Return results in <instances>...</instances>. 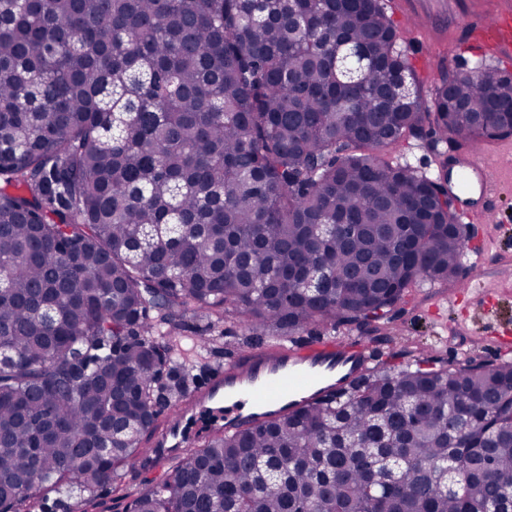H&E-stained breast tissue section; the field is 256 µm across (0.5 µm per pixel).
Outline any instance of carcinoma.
I'll return each instance as SVG.
<instances>
[{
  "mask_svg": "<svg viewBox=\"0 0 512 512\" xmlns=\"http://www.w3.org/2000/svg\"><path fill=\"white\" fill-rule=\"evenodd\" d=\"M425 98L383 0H0V512L112 483L159 426L176 318L393 341L466 244L448 158L512 136V74ZM379 360L220 432L130 512H512V360ZM391 157L397 162H407L418 171L433 173L435 170L434 156L416 138L400 142L391 151Z\"/></svg>",
  "mask_w": 512,
  "mask_h": 512,
  "instance_id": "1",
  "label": "carcinoma"
}]
</instances>
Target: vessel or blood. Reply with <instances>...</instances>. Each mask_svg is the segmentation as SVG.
Listing matches in <instances>:
<instances>
[{"instance_id": "vessel-or-blood-1", "label": "vessel or blood", "mask_w": 512, "mask_h": 512, "mask_svg": "<svg viewBox=\"0 0 512 512\" xmlns=\"http://www.w3.org/2000/svg\"><path fill=\"white\" fill-rule=\"evenodd\" d=\"M394 8L400 17L424 18L422 33L430 38L445 35L447 19L464 20L466 31L475 34L472 55L512 56V0H501L490 11L479 8L477 0H394ZM497 165L483 150L456 156L448 164V191L471 223L486 224L497 215L504 183L495 173ZM370 365L361 344L325 336L254 348L212 368L167 410L166 425L149 440L139 468L162 471L182 448L201 438L324 400L365 375Z\"/></svg>"}]
</instances>
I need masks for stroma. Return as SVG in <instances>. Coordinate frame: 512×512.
<instances>
[{
    "label": "stroma",
    "mask_w": 512,
    "mask_h": 512,
    "mask_svg": "<svg viewBox=\"0 0 512 512\" xmlns=\"http://www.w3.org/2000/svg\"><path fill=\"white\" fill-rule=\"evenodd\" d=\"M396 24L403 35L411 39L410 62L424 94H431L440 77L439 62H446L451 69L473 64V56L460 39L417 40L413 37L414 22L400 18ZM498 206L495 223L464 226L467 247L458 284L443 287L426 283L413 289L392 322L396 342L380 346L371 341L367 344L369 350L387 353L417 347L439 365L463 351L476 354L489 365L505 357L512 359V186L502 189ZM463 283L496 290L497 296L492 305L483 306L471 296L460 294L459 286ZM439 295L448 300L442 311L447 321L443 327L428 312ZM223 330L213 351L206 353L194 367V375H201L203 369L223 361L226 355L247 351L250 333L239 322H226ZM118 479L123 488L119 494L113 493L108 485L97 489L95 496L89 499L46 493L41 512H128L132 499L139 492L161 481L160 476L131 467L120 470Z\"/></svg>",
    "instance_id": "1"
}]
</instances>
